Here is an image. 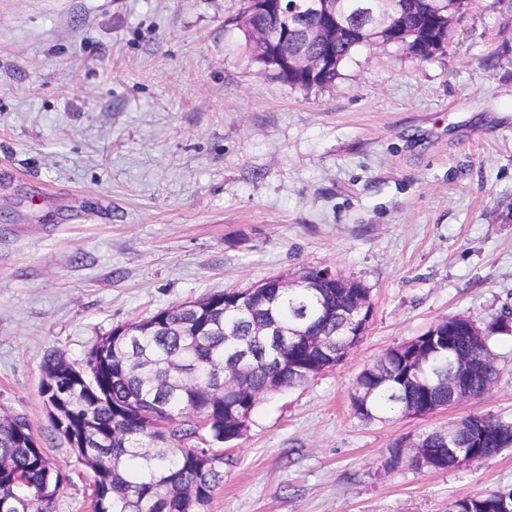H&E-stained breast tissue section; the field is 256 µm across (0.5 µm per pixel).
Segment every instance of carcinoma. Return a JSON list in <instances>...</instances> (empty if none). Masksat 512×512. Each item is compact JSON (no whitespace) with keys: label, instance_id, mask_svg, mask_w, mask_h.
Returning a JSON list of instances; mask_svg holds the SVG:
<instances>
[{"label":"carcinoma","instance_id":"carcinoma-1","mask_svg":"<svg viewBox=\"0 0 512 512\" xmlns=\"http://www.w3.org/2000/svg\"><path fill=\"white\" fill-rule=\"evenodd\" d=\"M419 11V0H403L400 33L383 43L412 51ZM459 20L455 13L448 15L438 46L420 51L421 60L443 53ZM360 49L355 38L337 36L336 68L314 84L297 74L274 71L272 76L303 90L329 87ZM354 285L349 295L282 290L243 307L238 291L217 292L194 301V312L182 303L142 319L150 330L141 336L102 337L80 363L70 361L62 351L48 353L42 384H68L76 370L93 378L88 387L68 384L65 407L73 433L82 431L84 418L90 415L97 438L107 442L105 458L92 449L83 462L95 485L90 512H205L224 482V462L205 465L207 447L186 421L187 410L212 416L208 440L223 444L236 420L224 413L227 403L219 384L224 382V370L235 369L240 351L254 357L246 374L249 389L271 385L281 391L308 383L307 369L324 368L331 353L356 348L362 337L347 336L350 296L370 292L360 281ZM186 322L195 325L198 335H186ZM270 325L275 326L274 336L265 331ZM482 330L483 336H472L440 322L436 335L425 337L422 346L386 350L358 376L355 391L368 397V408L357 407L356 414L379 421L394 408L418 412L446 407L461 393L484 395L497 376L491 341L497 335L512 336V322L503 318ZM150 408L162 410L173 423L165 442L140 423L141 411ZM30 432L23 417L0 418V500L14 501L19 512H53L68 477L42 445L32 444ZM483 432L496 447H512V421L471 415L459 421L451 439L444 429L422 434L424 459L437 471L456 468L457 450L482 460ZM458 503L462 512H512V491L464 497Z\"/></svg>","mask_w":512,"mask_h":512}]
</instances>
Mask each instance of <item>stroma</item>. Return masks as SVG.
Returning <instances> with one entry per match:
<instances>
[{"label": "stroma", "instance_id": "obj_1", "mask_svg": "<svg viewBox=\"0 0 512 512\" xmlns=\"http://www.w3.org/2000/svg\"><path fill=\"white\" fill-rule=\"evenodd\" d=\"M240 0H0V415H20L88 512L44 356L82 361L158 309L304 268L361 281L352 354L266 397L207 512H448L512 490V448L386 468L396 443L512 419V337L491 392L427 416L356 415L363 369L452 315L512 312V0H477L445 54L361 49L334 86L264 72Z\"/></svg>", "mask_w": 512, "mask_h": 512}]
</instances>
